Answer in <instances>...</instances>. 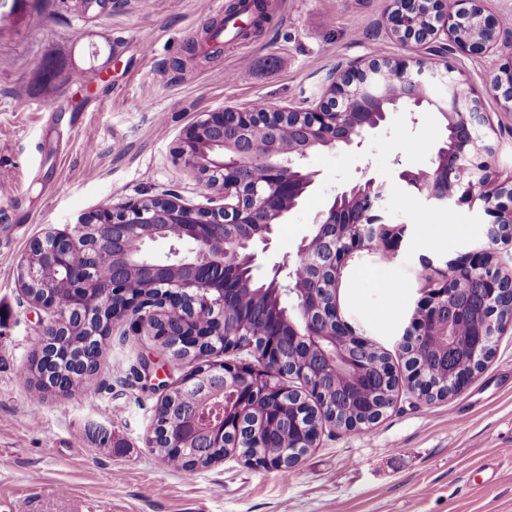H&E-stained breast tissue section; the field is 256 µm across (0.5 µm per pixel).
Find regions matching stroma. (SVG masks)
I'll return each mask as SVG.
<instances>
[{"instance_id":"stroma-1","label":"stroma","mask_w":512,"mask_h":512,"mask_svg":"<svg viewBox=\"0 0 512 512\" xmlns=\"http://www.w3.org/2000/svg\"><path fill=\"white\" fill-rule=\"evenodd\" d=\"M231 0H0V512H512V328L473 382L443 401L417 402L400 387L371 431L324 426L289 475L229 455L187 479L146 442L158 395L130 369L152 337L114 329L87 389L33 402L19 377L47 314L31 306L17 266L46 231L73 233L78 218L143 198L209 193L176 147L200 113L262 100L318 101L327 76L356 59L415 56L391 38L387 0H264L267 19L219 53L195 56ZM234 72L225 81V72ZM54 100L53 112L18 108ZM498 181L512 177V112L484 93ZM436 115L391 114L356 152L312 153L319 176L286 223L264 267L295 256L314 216L362 175L387 182L385 217L406 225L393 259L358 251L336 290L342 318L389 355L425 296L427 276L485 240L479 202L428 206L393 181L427 168L440 137ZM376 273L372 287L366 273ZM107 427L103 448L95 426Z\"/></svg>"}]
</instances>
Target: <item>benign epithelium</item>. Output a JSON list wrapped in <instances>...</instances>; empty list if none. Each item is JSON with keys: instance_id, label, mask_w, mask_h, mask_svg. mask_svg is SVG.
<instances>
[{"instance_id": "obj_1", "label": "benign epithelium", "mask_w": 512, "mask_h": 512, "mask_svg": "<svg viewBox=\"0 0 512 512\" xmlns=\"http://www.w3.org/2000/svg\"><path fill=\"white\" fill-rule=\"evenodd\" d=\"M463 2L466 7L456 10L452 0H389L387 30L400 42L424 49V58L351 61L329 74L323 97L307 106H269L258 112L248 105L201 113L176 151L222 204L199 206L165 194L80 217L79 247L73 237L55 232L34 241L21 280L43 289L41 298L32 301L49 314L43 335L80 316L91 322L93 336L109 335L120 321L135 333L156 337L167 354V340L176 339L190 352L198 349L196 337L203 334L224 354L243 349L234 324L238 300L261 304L268 338L258 349L247 348L252 361H224L218 367L224 378V414L204 424L193 408L179 427L166 432L167 447L179 451L200 435L213 448L224 447L229 434L241 437L245 381H266L261 416L278 413L285 390L273 375L289 343L308 351L291 372L300 385L301 407L343 370L362 377L374 368L386 380L395 378L391 364L369 362L367 340L342 319L334 297L355 252L375 249L391 257L405 234V225L385 222L387 181L364 175L338 191L315 216L293 262L266 270L259 257L275 226L288 219L316 182L318 172L303 163L310 152L359 148L392 112L407 111L414 123L417 114L434 112L443 134L429 167L398 170L397 180L427 204L476 197L492 222L487 247L439 270L398 347L409 358L407 387L416 399L430 382L420 355L425 337H438L444 355L481 360L492 348L488 337L512 326V272L496 260V246L512 244V185L486 189L494 149L482 132L487 122L482 91L455 74L448 55L457 50L507 55V65L485 76L484 88L499 94L512 112V28L503 18L486 14L481 0ZM284 140L290 143L286 153L280 149ZM172 225L178 229L174 237L168 235ZM158 240L170 243L163 258L149 251ZM107 243L112 244V268L102 278L97 276L98 252ZM242 268L248 269L243 277ZM61 271L71 281L65 296L55 291ZM92 288L102 305L87 301ZM201 312L210 314L204 328L195 319ZM285 425L294 449L279 457L256 456L249 463L280 471L295 450L314 447L322 430L304 410Z\"/></svg>"}]
</instances>
